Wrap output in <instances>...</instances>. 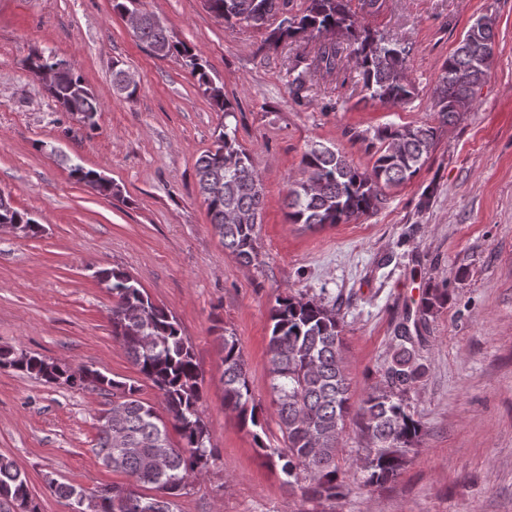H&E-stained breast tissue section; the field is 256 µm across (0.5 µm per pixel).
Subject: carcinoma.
Listing matches in <instances>:
<instances>
[{"mask_svg":"<svg viewBox=\"0 0 512 512\" xmlns=\"http://www.w3.org/2000/svg\"><path fill=\"white\" fill-rule=\"evenodd\" d=\"M247 0H207L206 8L224 22L249 23V17L229 6ZM150 13L135 36L158 50L157 57L178 55L196 78L202 94L228 118L233 114L223 88L193 49L170 40L165 25ZM328 40L321 43L311 62L299 56L289 73L294 94H300L308 77L317 71L341 72L343 61H354L365 96L387 104H402L415 94L406 76L411 46L392 40L363 25L350 0H307L300 15L285 17L269 35L273 45L288 39ZM495 46V18L483 14L470 25L459 45L440 65L433 89V108L439 125H387L359 140L372 153L371 168L355 165L347 156L320 143L302 154V177L288 189L286 216L291 224L306 227L348 224L377 212L385 203V190L412 181L422 170L438 140L439 126L452 125L460 117L457 103L472 102L490 66ZM61 61L41 54L30 56L25 67L33 78ZM128 72L113 64L112 81L125 98H133L138 84ZM44 88L67 112L92 121L99 112L94 93L71 67ZM70 177L105 196L120 189L95 170L80 164L69 167ZM199 193L207 206L224 249L240 263L258 259V217L263 208V185L254 158L229 125L222 126L213 145L196 161ZM11 225L24 236L36 234L38 222L11 205L0 192V225ZM113 297L112 335L118 339L137 371L161 393L167 416L140 397L135 382L112 379L90 368L72 369L23 349L1 348L0 369H10L47 384L92 388L112 393V405L120 414L112 427L98 428L96 454L103 464L121 471L144 487L160 491L164 498L113 487L119 501L104 504L99 512H173V498L188 480L203 471L215 455L202 411L198 365L192 345L180 323L168 310L151 301L133 276L101 269L95 272ZM448 301V289L423 290L413 325L399 326V348L393 353L382 380L371 388L359 408L358 430L364 446L361 469L367 486H381L395 479L415 452L423 427L414 418L409 393L425 374L417 362L415 345L422 330ZM272 323L268 353L271 387L276 395L284 447L266 446L258 433L255 444L283 476L284 484L303 494L335 500L344 494V480L336 465L339 434L349 409L342 317L336 307L315 298L282 292L270 310ZM224 363V407L235 412L243 425L263 428L262 409L255 404L245 359L232 332L219 334ZM180 437L171 443L169 429ZM19 501L27 512H40L28 480L10 459L0 456V498Z\"/></svg>","mask_w":512,"mask_h":512,"instance_id":"cac0c4a2","label":"carcinoma"}]
</instances>
